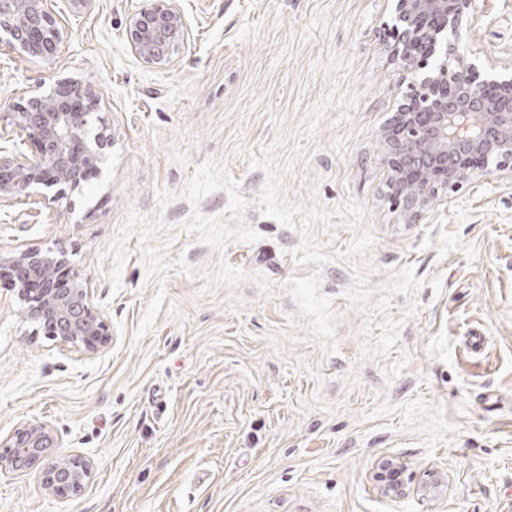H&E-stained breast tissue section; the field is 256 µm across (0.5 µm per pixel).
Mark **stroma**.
I'll return each instance as SVG.
<instances>
[{
  "label": "stroma",
  "mask_w": 512,
  "mask_h": 512,
  "mask_svg": "<svg viewBox=\"0 0 512 512\" xmlns=\"http://www.w3.org/2000/svg\"><path fill=\"white\" fill-rule=\"evenodd\" d=\"M179 5L168 67L129 50L133 0H56L52 59L0 49V113L50 76L102 99L100 172L0 209V256L65 253L112 334L61 346L0 282V438L37 419L93 465L68 499L0 474V512H512V180L419 217L392 193L393 0ZM462 49L512 64V0ZM382 457L448 485L388 501Z\"/></svg>",
  "instance_id": "35a3bbf8"
}]
</instances>
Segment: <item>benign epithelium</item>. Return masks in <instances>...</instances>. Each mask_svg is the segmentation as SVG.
<instances>
[{"instance_id":"1","label":"benign epithelium","mask_w":512,"mask_h":512,"mask_svg":"<svg viewBox=\"0 0 512 512\" xmlns=\"http://www.w3.org/2000/svg\"><path fill=\"white\" fill-rule=\"evenodd\" d=\"M52 0H0V43L31 56L52 58L64 32ZM473 0H396L398 56L414 74L412 93L400 104L389 129L388 168L395 194L412 208H428L439 190L475 165H494L512 179V65L485 74L461 50L463 22ZM131 52L142 62L166 67L188 44L189 32L178 0H142L126 20ZM100 104L92 87L73 77H57L50 91L30 97L12 112L0 113V208L21 204L38 185L77 187L98 169L107 139L91 135ZM31 154L16 149L15 137ZM62 255L21 251L0 258V280L16 290L24 318L45 336L89 354L112 340L109 326L91 302L87 285L73 278L62 287ZM42 463L41 485L53 498L80 495L92 463L57 451L51 429L36 420L21 422L0 440V473L25 472ZM401 462L382 458L375 465L379 492L390 500L407 494L411 477ZM422 495L443 487L436 470L423 473Z\"/></svg>"}]
</instances>
